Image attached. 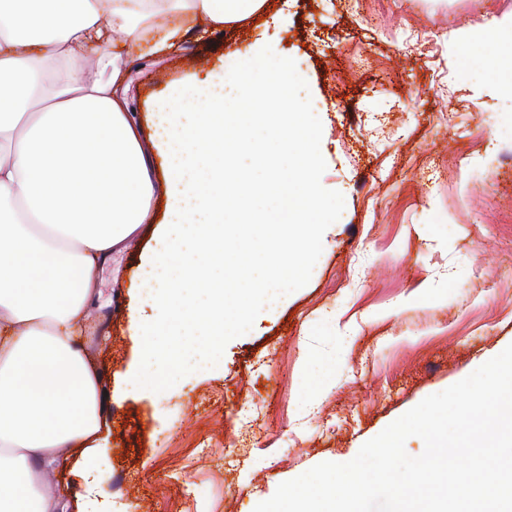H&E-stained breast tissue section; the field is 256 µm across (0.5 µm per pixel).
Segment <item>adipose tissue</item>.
<instances>
[{"label":"adipose tissue","mask_w":512,"mask_h":512,"mask_svg":"<svg viewBox=\"0 0 512 512\" xmlns=\"http://www.w3.org/2000/svg\"><path fill=\"white\" fill-rule=\"evenodd\" d=\"M266 3L0 0V512H61L46 488L66 448L80 451L84 512H112L95 461L101 380L79 331L96 269L142 225L158 228L141 265L149 314L132 322L130 395L218 369L225 337L275 310L316 259L336 205L318 188L308 81L288 62L250 54L156 98L147 138L127 110L135 47L167 53L184 16L220 28Z\"/></svg>","instance_id":"obj_1"}]
</instances>
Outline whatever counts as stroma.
<instances>
[{"label":"stroma","instance_id":"1","mask_svg":"<svg viewBox=\"0 0 512 512\" xmlns=\"http://www.w3.org/2000/svg\"><path fill=\"white\" fill-rule=\"evenodd\" d=\"M510 12L512 0H268L232 28L191 23L166 56L136 52L126 98L143 125L157 95L254 44L302 71L320 192L338 209L287 300L225 337L223 368L161 393L115 397L154 225L96 270L85 341L108 395L100 455L117 507L254 512L512 344V142L497 141L512 105L476 89L486 59L455 39ZM305 349L334 363L309 413Z\"/></svg>","mask_w":512,"mask_h":512}]
</instances>
